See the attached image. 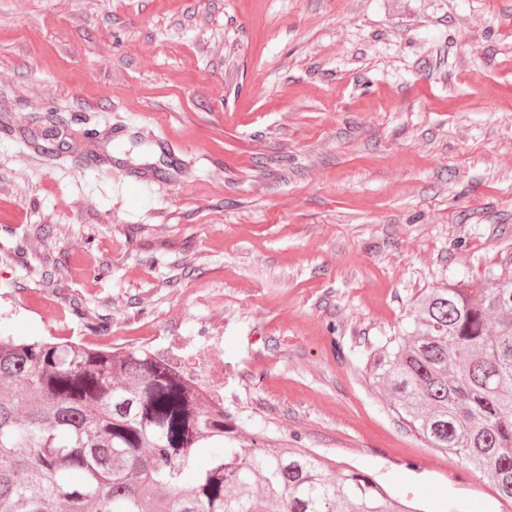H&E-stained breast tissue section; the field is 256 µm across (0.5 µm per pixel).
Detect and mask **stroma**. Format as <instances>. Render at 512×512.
Wrapping results in <instances>:
<instances>
[{
	"mask_svg": "<svg viewBox=\"0 0 512 512\" xmlns=\"http://www.w3.org/2000/svg\"><path fill=\"white\" fill-rule=\"evenodd\" d=\"M512 253V0H0V333L224 357L247 429L512 512L365 368Z\"/></svg>",
	"mask_w": 512,
	"mask_h": 512,
	"instance_id": "obj_1",
	"label": "stroma"
}]
</instances>
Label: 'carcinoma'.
<instances>
[{"label": "carcinoma", "mask_w": 512, "mask_h": 512, "mask_svg": "<svg viewBox=\"0 0 512 512\" xmlns=\"http://www.w3.org/2000/svg\"><path fill=\"white\" fill-rule=\"evenodd\" d=\"M412 308L369 376L512 502V255ZM243 429L147 347L0 335V512H417L363 470ZM197 448L214 449L205 467Z\"/></svg>", "instance_id": "carcinoma-1"}]
</instances>
